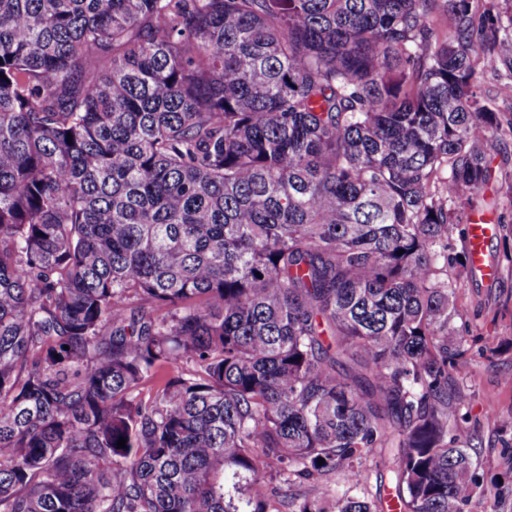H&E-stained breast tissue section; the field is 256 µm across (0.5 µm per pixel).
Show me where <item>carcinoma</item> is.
Instances as JSON below:
<instances>
[{
	"instance_id": "cac0c4a2",
	"label": "carcinoma",
	"mask_w": 512,
	"mask_h": 512,
	"mask_svg": "<svg viewBox=\"0 0 512 512\" xmlns=\"http://www.w3.org/2000/svg\"><path fill=\"white\" fill-rule=\"evenodd\" d=\"M477 55L512 0H0V512H463Z\"/></svg>"
}]
</instances>
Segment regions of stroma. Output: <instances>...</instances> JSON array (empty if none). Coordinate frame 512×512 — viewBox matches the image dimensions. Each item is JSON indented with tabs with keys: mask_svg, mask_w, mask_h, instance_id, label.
<instances>
[{
	"mask_svg": "<svg viewBox=\"0 0 512 512\" xmlns=\"http://www.w3.org/2000/svg\"><path fill=\"white\" fill-rule=\"evenodd\" d=\"M495 178L484 191L498 226L489 252L501 269L491 284L465 265L449 266L459 283L454 326L465 338L458 380L469 394L461 438L478 436L477 487L464 512H512V136L494 155Z\"/></svg>",
	"mask_w": 512,
	"mask_h": 512,
	"instance_id": "stroma-1",
	"label": "stroma"
}]
</instances>
